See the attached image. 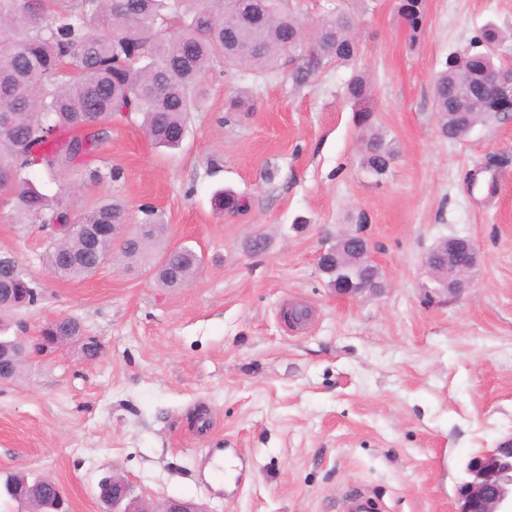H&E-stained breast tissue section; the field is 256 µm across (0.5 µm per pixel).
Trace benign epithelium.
<instances>
[{
  "instance_id": "1",
  "label": "benign epithelium",
  "mask_w": 512,
  "mask_h": 512,
  "mask_svg": "<svg viewBox=\"0 0 512 512\" xmlns=\"http://www.w3.org/2000/svg\"><path fill=\"white\" fill-rule=\"evenodd\" d=\"M479 85L481 92L471 98L474 106L492 104L501 112H512V68L487 70L482 75ZM125 224H70L68 230L80 234L85 240L90 253L96 260L106 263L112 258V252L104 250L108 240L124 247L130 237ZM339 241L347 245L346 258L355 255L360 249L369 255V242L359 234H345ZM478 254L474 244L467 239L459 246L453 239H448L446 254L431 249L426 255L424 265L435 269L440 274V288L430 289V296L438 298L457 296L470 286L469 273L477 262ZM40 349L38 353L47 354L62 346L59 336L54 333L52 325L41 329ZM69 340L80 344L84 353H91L95 359L101 352V345L94 336H71ZM102 484L112 485L118 494L112 497L110 512H205V508L188 500H167L153 508L134 494L132 484L124 477L114 474L100 480ZM457 512H512V438L505 440L491 450L479 452L466 463V479L457 490Z\"/></svg>"
}]
</instances>
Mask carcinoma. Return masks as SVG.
Returning <instances> with one entry per match:
<instances>
[{
    "instance_id": "carcinoma-1",
    "label": "carcinoma",
    "mask_w": 512,
    "mask_h": 512,
    "mask_svg": "<svg viewBox=\"0 0 512 512\" xmlns=\"http://www.w3.org/2000/svg\"><path fill=\"white\" fill-rule=\"evenodd\" d=\"M258 1L263 18L244 28L237 16ZM426 0H397V14L416 40L426 18ZM108 29L98 34L97 26ZM506 37L487 26L476 39L481 50H463L448 59L433 80L434 112L441 136L459 140L490 109L465 107L456 82L462 70L481 73L505 64L499 54ZM359 50L349 19L336 7L304 35L292 0H72L51 12L46 3L0 0V189L14 201L17 223L35 218L43 224H123L126 213L117 202L103 201L80 213L63 198L52 199L22 173L40 166L50 173L74 169L98 148L96 127L113 117L142 116L151 141L177 148L185 138L187 114L205 98L202 77L218 58L227 67L259 77L279 74L281 60L295 64L292 78L302 84L324 62L349 66ZM347 99L367 118L372 112L369 85L359 73L346 84ZM397 153L394 141L372 127L363 137L361 165L384 176ZM220 211L239 213L246 199L232 190L214 196ZM145 233L134 232L122 250L132 263L147 262L166 224L144 207ZM82 252L79 239L67 231L56 236L43 256L52 273L82 280L94 272L95 258L68 262ZM166 288L177 277L191 278L199 266L194 250H165ZM326 274L336 288H358L367 277L379 278L375 265H345L330 260ZM33 287L27 273L15 278L0 269V289ZM50 500L53 492L23 470L0 474V500L17 502L33 492Z\"/></svg>"
}]
</instances>
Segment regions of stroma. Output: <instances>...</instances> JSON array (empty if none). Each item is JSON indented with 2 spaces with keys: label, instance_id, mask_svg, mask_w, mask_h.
Segmentation results:
<instances>
[{
  "label": "stroma",
  "instance_id": "obj_1",
  "mask_svg": "<svg viewBox=\"0 0 512 512\" xmlns=\"http://www.w3.org/2000/svg\"><path fill=\"white\" fill-rule=\"evenodd\" d=\"M489 22L511 31L512 0H428L413 43L394 0H373L352 16L354 67L328 63L298 84L287 69L254 79L218 61L179 149L116 118L77 169L27 172L51 196L81 187L85 208L122 203L132 225L152 206L166 245L202 258L186 287L118 258L83 280L50 276V231L15 223L0 191V252L38 287L5 313L11 333L70 317L102 348L90 361L69 343L0 383V473L52 476L70 512H104L95 485L114 470L147 501L208 512H342L361 490L382 512H454L470 456L512 436V112L446 140L432 84ZM355 70L372 87L365 121L344 95ZM236 96L250 111H229ZM368 125L399 145L381 179L359 163ZM220 189L248 210L215 211ZM354 229L381 272L374 296H337L317 265ZM453 236L477 248L471 285L430 299L424 257ZM292 306L307 320L287 324Z\"/></svg>",
  "mask_w": 512,
  "mask_h": 512
}]
</instances>
